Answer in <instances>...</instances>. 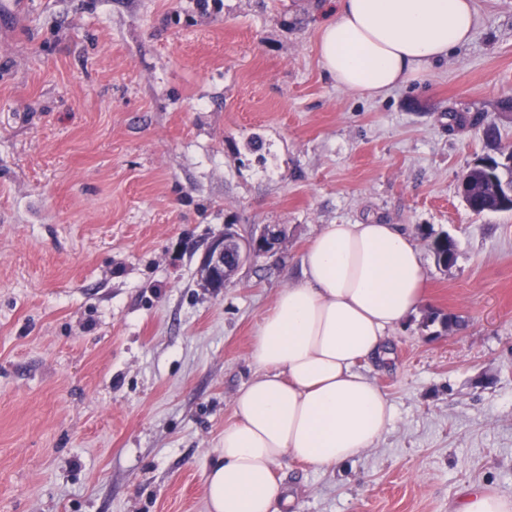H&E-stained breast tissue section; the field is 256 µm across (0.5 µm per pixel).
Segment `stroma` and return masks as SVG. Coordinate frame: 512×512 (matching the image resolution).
I'll return each instance as SVG.
<instances>
[{"label":"stroma","instance_id":"1","mask_svg":"<svg viewBox=\"0 0 512 512\" xmlns=\"http://www.w3.org/2000/svg\"><path fill=\"white\" fill-rule=\"evenodd\" d=\"M475 5L472 41L383 99L323 71L331 0L0 15V512H206L258 324L328 224L399 225L428 301L359 365L391 424L345 465H275L285 512L512 500V211L458 194L487 122L512 150V0ZM229 227L277 239L217 291Z\"/></svg>","mask_w":512,"mask_h":512}]
</instances>
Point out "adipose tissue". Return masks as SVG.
<instances>
[{
  "label": "adipose tissue",
  "instance_id": "obj_1",
  "mask_svg": "<svg viewBox=\"0 0 512 512\" xmlns=\"http://www.w3.org/2000/svg\"><path fill=\"white\" fill-rule=\"evenodd\" d=\"M474 0H333L320 64L337 86L381 99L467 45ZM258 324L253 378L239 391L205 476L207 512H279L284 459L328 469L373 447L393 419L357 369L427 301L422 253L394 224H329Z\"/></svg>",
  "mask_w": 512,
  "mask_h": 512
}]
</instances>
